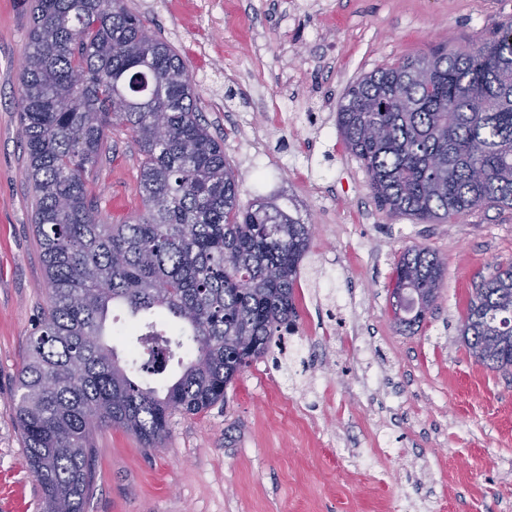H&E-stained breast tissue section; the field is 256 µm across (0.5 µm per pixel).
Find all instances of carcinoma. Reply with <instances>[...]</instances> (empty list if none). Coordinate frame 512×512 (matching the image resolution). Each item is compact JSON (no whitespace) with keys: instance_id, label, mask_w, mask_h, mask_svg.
<instances>
[{"instance_id":"1","label":"carcinoma","mask_w":512,"mask_h":512,"mask_svg":"<svg viewBox=\"0 0 512 512\" xmlns=\"http://www.w3.org/2000/svg\"><path fill=\"white\" fill-rule=\"evenodd\" d=\"M20 81L27 179L49 305L19 373L17 422L41 497L39 512H82L94 482L92 437L104 426L157 448L176 412L224 401L235 378L283 350L298 318L294 286L312 225L263 197L239 201L238 175L208 131L182 57L124 0H33ZM141 156L144 211L104 224L87 188L113 126ZM344 145L378 205L421 223L512 207V23L478 52L448 42L352 83L337 111ZM447 265L426 248L399 258L394 319L426 317ZM171 316L190 330V358L163 389L168 337L121 363L104 342L112 307ZM512 262L474 288L459 328L470 355L512 372ZM177 346H183L176 340Z\"/></svg>"}]
</instances>
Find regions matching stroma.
Masks as SVG:
<instances>
[{
  "instance_id": "obj_1",
  "label": "stroma",
  "mask_w": 512,
  "mask_h": 512,
  "mask_svg": "<svg viewBox=\"0 0 512 512\" xmlns=\"http://www.w3.org/2000/svg\"><path fill=\"white\" fill-rule=\"evenodd\" d=\"M125 3L182 56L241 204L277 197L314 231L286 355L254 362L208 410L174 414L160 448L97 431L84 512H512V375L458 339L475 286L512 261V209L392 215L336 128L351 83L443 40L477 48L512 21V0ZM31 24L29 0H0V512H37L40 496L16 423L49 303L18 111ZM139 172L113 127L89 174L103 223L142 212ZM415 246L448 268L432 312L404 330L390 282Z\"/></svg>"
}]
</instances>
